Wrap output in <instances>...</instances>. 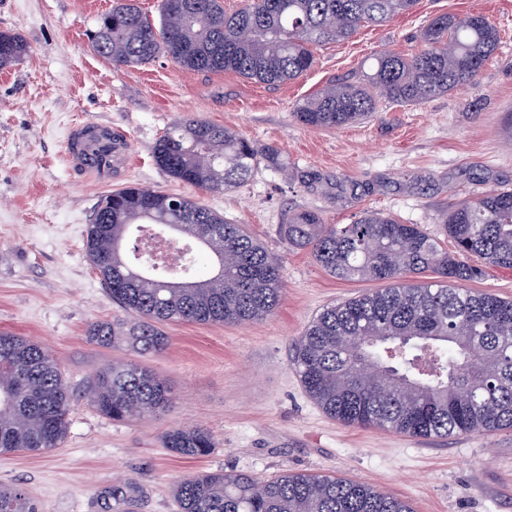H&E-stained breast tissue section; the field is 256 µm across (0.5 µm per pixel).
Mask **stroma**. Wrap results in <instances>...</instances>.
<instances>
[{
    "label": "stroma",
    "mask_w": 512,
    "mask_h": 512,
    "mask_svg": "<svg viewBox=\"0 0 512 512\" xmlns=\"http://www.w3.org/2000/svg\"><path fill=\"white\" fill-rule=\"evenodd\" d=\"M116 3L0 0V31L29 46L0 69V330L49 349L74 396L60 446L0 454V485L23 487L38 512H102L101 493L115 483L134 489L138 512H176L172 490L187 476L233 469L264 481L308 472L370 483L415 512H512V430L415 438L341 424L308 397L290 363L294 339L323 308L376 284L337 279L280 232L294 210L318 211L328 224L373 210L438 236L456 202L512 189V0H418L387 25L319 47L306 75L276 86L163 57L113 64L89 36ZM469 13L486 15L500 35L477 85L414 107L386 105L338 129L295 121L299 103L329 83L357 80L373 55L416 49L433 17ZM187 118L277 147L287 173L262 166L227 192L175 181L152 151ZM78 125L111 130L127 145L125 159L98 174L72 167L66 144ZM308 173L320 177L315 188L301 182ZM413 176L419 187L410 186ZM130 184L191 197L245 225L282 263L275 313L241 325L169 323V346L147 357L91 340V322L125 313L87 257V231L100 198ZM116 360L164 380L168 408L126 422L100 414L86 394ZM176 426L209 430L211 454L187 459L164 448Z\"/></svg>",
    "instance_id": "stroma-1"
}]
</instances>
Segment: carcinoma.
<instances>
[{
  "mask_svg": "<svg viewBox=\"0 0 512 512\" xmlns=\"http://www.w3.org/2000/svg\"><path fill=\"white\" fill-rule=\"evenodd\" d=\"M417 0H248L227 14L222 0H162L156 25L130 0L99 21L92 46L122 65L160 56L197 72L230 71L266 85L307 73L315 50L349 39L363 25L382 26L412 11ZM412 54L381 52L356 82H338L300 104L295 117L315 129L365 120L381 106H416L463 85H474L499 46L484 14L434 17ZM29 51L19 36L0 32V68ZM171 178L206 190H231L261 164L286 168L280 152L204 120H178L154 146ZM176 224L205 244L181 257L178 276L199 272L200 252L217 269L194 285L122 265L118 245L132 227ZM448 250L419 224L365 212L351 224H326L300 210L282 224L288 244L308 249L317 264L342 280L387 287L324 309L294 344L291 367L329 417L419 438L512 429V300L475 293L463 284L484 263L512 269V190L470 197L443 217ZM86 249L112 301L129 322H94L99 343L129 342L142 353L169 342L167 322L246 324L273 314L282 298L281 265L241 224L194 200L137 185L107 195L94 210ZM435 274L431 281L409 276ZM89 400L114 421L148 417L166 407L158 376L132 363L112 362L96 376ZM72 394L57 359L42 345L0 330V454L43 452L60 445ZM163 445L196 459L214 448L201 427H174ZM103 498L115 512H134L129 487L114 484ZM177 512H413L408 502L371 484L312 473H285L265 482L238 471L188 476L173 489ZM0 512H36L24 489L0 487Z\"/></svg>",
  "mask_w": 512,
  "mask_h": 512,
  "instance_id": "carcinoma-1",
  "label": "carcinoma"
}]
</instances>
